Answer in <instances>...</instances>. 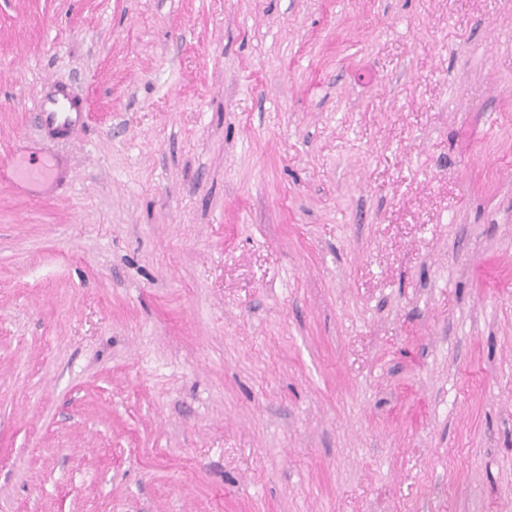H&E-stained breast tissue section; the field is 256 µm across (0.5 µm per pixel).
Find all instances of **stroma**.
<instances>
[{"label":"stroma","mask_w":512,"mask_h":512,"mask_svg":"<svg viewBox=\"0 0 512 512\" xmlns=\"http://www.w3.org/2000/svg\"><path fill=\"white\" fill-rule=\"evenodd\" d=\"M18 145L0 512H512V0H0ZM61 94L62 97H59ZM35 111L41 121L50 128L66 129L80 121L77 106L62 92L46 94L38 100ZM46 168L41 164L29 163V165L23 169L18 162L16 157H13L11 161L0 164V180H15L20 176L26 179L34 180L41 178L45 175Z\"/></svg>","instance_id":"35a3bbf8"}]
</instances>
